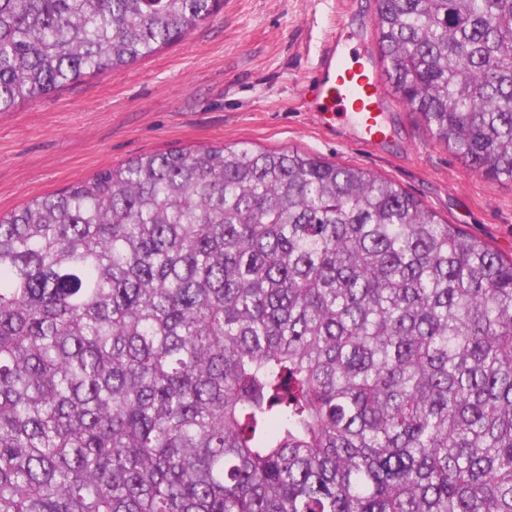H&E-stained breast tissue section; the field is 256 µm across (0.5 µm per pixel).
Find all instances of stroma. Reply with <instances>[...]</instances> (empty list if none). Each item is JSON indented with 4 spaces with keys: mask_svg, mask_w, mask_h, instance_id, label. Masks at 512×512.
Returning <instances> with one entry per match:
<instances>
[{
    "mask_svg": "<svg viewBox=\"0 0 512 512\" xmlns=\"http://www.w3.org/2000/svg\"><path fill=\"white\" fill-rule=\"evenodd\" d=\"M374 0H220L188 35L134 64L0 112V214L145 154L245 143L296 148L397 183L448 223L512 256V180L490 183L398 105L389 143L327 132L301 89L331 32L376 48Z\"/></svg>",
    "mask_w": 512,
    "mask_h": 512,
    "instance_id": "stroma-1",
    "label": "stroma"
}]
</instances>
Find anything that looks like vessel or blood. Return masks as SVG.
I'll return each mask as SVG.
<instances>
[{"label": "vessel or blood", "mask_w": 512, "mask_h": 512, "mask_svg": "<svg viewBox=\"0 0 512 512\" xmlns=\"http://www.w3.org/2000/svg\"><path fill=\"white\" fill-rule=\"evenodd\" d=\"M306 108L317 123L335 128L346 122L359 132L358 143L371 147L386 140L389 129L379 110L382 82L374 63L351 66L338 36H329L304 89Z\"/></svg>", "instance_id": "1"}]
</instances>
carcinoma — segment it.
<instances>
[{
    "label": "carcinoma",
    "instance_id": "cac0c4a2",
    "mask_svg": "<svg viewBox=\"0 0 512 512\" xmlns=\"http://www.w3.org/2000/svg\"><path fill=\"white\" fill-rule=\"evenodd\" d=\"M218 0H0V112ZM394 95L512 179V0H376ZM0 512H512V257L298 149L143 154L0 215Z\"/></svg>",
    "mask_w": 512,
    "mask_h": 512
}]
</instances>
